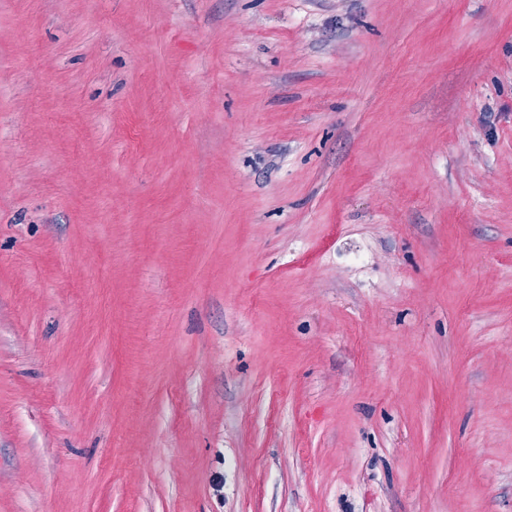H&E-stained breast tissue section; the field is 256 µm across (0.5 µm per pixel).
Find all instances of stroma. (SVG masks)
<instances>
[{
	"label": "stroma",
	"instance_id": "obj_1",
	"mask_svg": "<svg viewBox=\"0 0 512 512\" xmlns=\"http://www.w3.org/2000/svg\"><path fill=\"white\" fill-rule=\"evenodd\" d=\"M0 512H512V0H0Z\"/></svg>",
	"mask_w": 512,
	"mask_h": 512
}]
</instances>
